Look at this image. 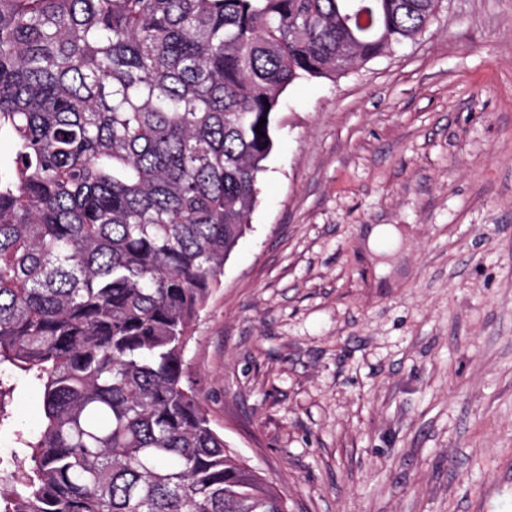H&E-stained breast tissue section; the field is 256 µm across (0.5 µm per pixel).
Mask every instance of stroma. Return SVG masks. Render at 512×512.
I'll return each instance as SVG.
<instances>
[{"mask_svg": "<svg viewBox=\"0 0 512 512\" xmlns=\"http://www.w3.org/2000/svg\"><path fill=\"white\" fill-rule=\"evenodd\" d=\"M277 118L185 352L212 426L289 512H512V0H440ZM1 378L7 460L42 390Z\"/></svg>", "mask_w": 512, "mask_h": 512, "instance_id": "1", "label": "stroma"}]
</instances>
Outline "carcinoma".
Instances as JSON below:
<instances>
[{
  "instance_id": "1",
  "label": "carcinoma",
  "mask_w": 512,
  "mask_h": 512,
  "mask_svg": "<svg viewBox=\"0 0 512 512\" xmlns=\"http://www.w3.org/2000/svg\"><path fill=\"white\" fill-rule=\"evenodd\" d=\"M438 4L0 0V366L45 419L0 512H288L185 383L191 327L282 93L413 40Z\"/></svg>"
}]
</instances>
